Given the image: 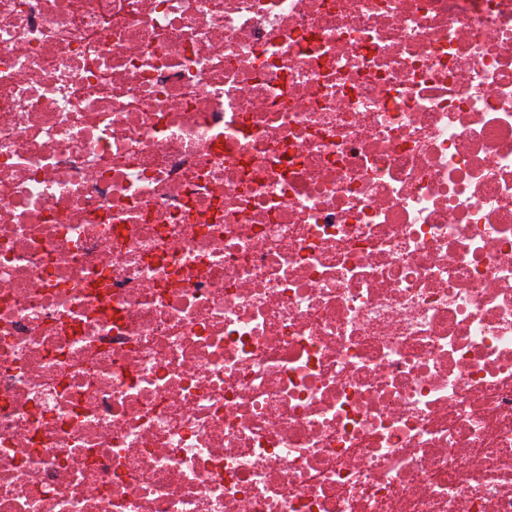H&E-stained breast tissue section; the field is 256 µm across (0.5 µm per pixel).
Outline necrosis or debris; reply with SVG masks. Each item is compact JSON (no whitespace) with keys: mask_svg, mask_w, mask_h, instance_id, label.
Returning a JSON list of instances; mask_svg holds the SVG:
<instances>
[{"mask_svg":"<svg viewBox=\"0 0 512 512\" xmlns=\"http://www.w3.org/2000/svg\"><path fill=\"white\" fill-rule=\"evenodd\" d=\"M0 512H512V0H0Z\"/></svg>","mask_w":512,"mask_h":512,"instance_id":"necrosis-or-debris-1","label":"necrosis or debris"}]
</instances>
